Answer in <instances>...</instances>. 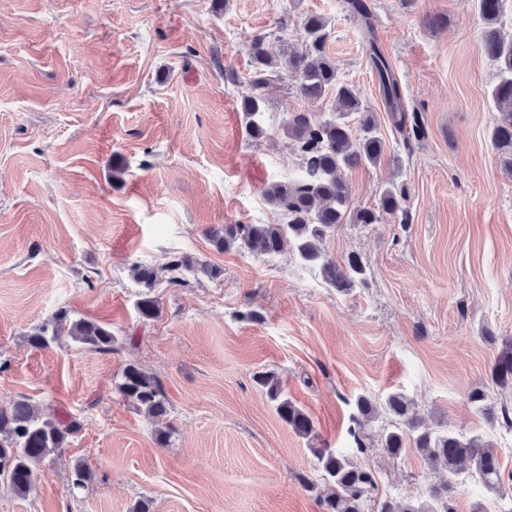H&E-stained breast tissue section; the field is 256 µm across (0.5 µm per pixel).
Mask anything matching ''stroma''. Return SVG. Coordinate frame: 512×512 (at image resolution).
Masks as SVG:
<instances>
[{
  "instance_id": "1",
  "label": "stroma",
  "mask_w": 512,
  "mask_h": 512,
  "mask_svg": "<svg viewBox=\"0 0 512 512\" xmlns=\"http://www.w3.org/2000/svg\"><path fill=\"white\" fill-rule=\"evenodd\" d=\"M367 3L420 137L394 128L344 0H0V400L86 421L30 494L0 481V512H131L141 500L152 512H321L313 451L326 445L372 470L378 493L424 498L446 474L414 452L388 457L381 424L362 453L347 433L358 396L395 391L425 422L492 440L512 472V429L469 401L480 390L512 408V389L490 379L512 343V173L490 140L500 114L483 21L476 0ZM308 13L328 20L327 52L388 144L378 165L346 172L352 208L377 207L397 181L412 215L326 240L330 257L365 262L366 287L348 295L292 256L221 252L206 236L279 219L262 190L298 169L283 126L308 104L289 82L270 85V136L250 142L242 92L252 37L299 45ZM175 253L220 274L160 284V315L142 323L131 267ZM61 309L110 323L123 345L31 347ZM130 362L161 382L165 418L118 393ZM266 370L315 437L278 417L254 381ZM78 460L93 479L74 495Z\"/></svg>"
}]
</instances>
